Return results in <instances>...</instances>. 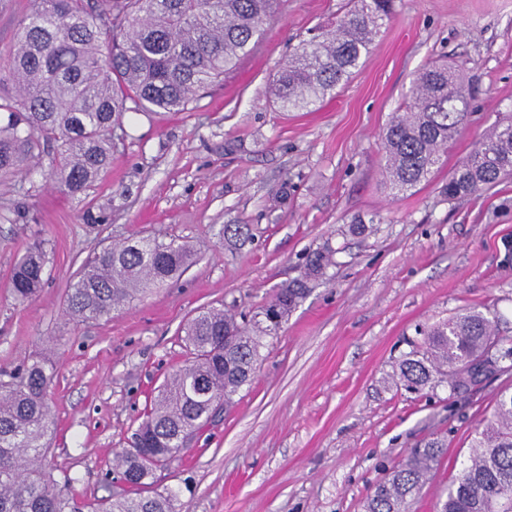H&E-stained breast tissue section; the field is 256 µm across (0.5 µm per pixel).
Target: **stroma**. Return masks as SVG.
Here are the masks:
<instances>
[{
  "instance_id": "1",
  "label": "stroma",
  "mask_w": 512,
  "mask_h": 512,
  "mask_svg": "<svg viewBox=\"0 0 512 512\" xmlns=\"http://www.w3.org/2000/svg\"><path fill=\"white\" fill-rule=\"evenodd\" d=\"M347 0H283L255 50L183 112H129L104 176L65 195L48 175L54 147L0 180V371L36 357L54 368L44 469L90 500L124 494L115 453L129 447L159 386L185 359L182 328L209 306L252 313L300 278L323 244L335 266L276 335L254 377L145 494L175 492L176 512H364L386 468L445 439L411 502L434 512L475 430L512 378L458 397L397 380L419 329L478 306L512 337V178L451 200L441 189L484 131L512 114V0H394L364 67L334 97L281 111L272 80ZM448 60L471 90L464 130L431 176L397 196L382 176L381 132L417 72ZM365 233H350L354 221ZM245 223L238 246L224 227ZM142 237L191 246L175 280L78 323L64 312L84 260ZM44 242L42 288L13 298L14 264Z\"/></svg>"
}]
</instances>
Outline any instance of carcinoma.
<instances>
[{
    "instance_id": "cac0c4a2",
    "label": "carcinoma",
    "mask_w": 512,
    "mask_h": 512,
    "mask_svg": "<svg viewBox=\"0 0 512 512\" xmlns=\"http://www.w3.org/2000/svg\"><path fill=\"white\" fill-rule=\"evenodd\" d=\"M281 0H31L6 68H0V176L22 171L47 144L57 145L50 178L70 195L107 169L113 134L127 112H183L198 93L234 69L263 39ZM336 27L302 42L277 72L273 95L286 112L332 96L363 65L392 0H348ZM469 93L446 62L424 67L402 111L383 129L386 184L405 192L427 180L464 128ZM512 176V121L496 123L448 177V199L470 196ZM224 237L244 243L247 224L224 225ZM336 251L306 257L303 279L279 289L252 323L207 308L185 327L184 364L162 385L139 424L136 445L116 453L129 494L107 504L80 500L58 488L39 462L46 441L52 373L34 361L0 382V512H175L174 495L141 491L154 470L177 459L211 420L207 399L229 405L251 382L261 336L276 333L302 299L306 283L326 274ZM192 254L184 245L142 241L107 246L86 263L66 293L67 315L97 321L149 288L178 278ZM46 254L30 247L11 276L14 299L43 283ZM500 316L473 308L420 332L399 363L409 390L445 381L454 396L475 385L474 368L495 356L499 374L512 373V339L497 334ZM446 453L438 439L391 466L365 512H409L412 498ZM437 512H512V393L503 392L476 431L461 473L439 497Z\"/></svg>"
}]
</instances>
